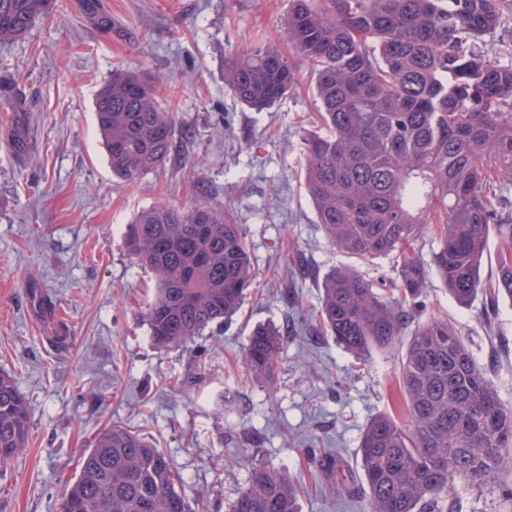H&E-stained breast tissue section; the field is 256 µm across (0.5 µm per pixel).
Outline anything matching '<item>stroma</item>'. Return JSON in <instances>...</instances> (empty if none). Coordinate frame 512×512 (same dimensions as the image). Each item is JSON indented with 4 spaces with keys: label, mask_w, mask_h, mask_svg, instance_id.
<instances>
[{
    "label": "stroma",
    "mask_w": 512,
    "mask_h": 512,
    "mask_svg": "<svg viewBox=\"0 0 512 512\" xmlns=\"http://www.w3.org/2000/svg\"><path fill=\"white\" fill-rule=\"evenodd\" d=\"M122 35L100 34L77 0L36 20L22 40L0 42V75L29 105L30 151L18 161L0 112V370L24 394L26 452L0 464V512H60L83 454L112 424L162 449L194 512H228L248 478V450L300 479L301 512H363L359 446L366 424L407 422L400 367L408 344L357 360L317 318L324 279L353 265L368 282L402 280L392 257L349 261L316 222L301 173L305 137L321 133L308 67L269 110L242 104L224 68L257 43L285 46L290 0H105ZM480 45L512 64V0ZM156 85L174 114L171 152L157 172L131 182L112 173L98 133L95 97L113 69ZM160 201L229 212L242 225L255 279L221 331L187 347H160L142 314L151 273L124 246L127 224ZM433 235L411 255L423 268L416 321L449 319L476 363L512 407V303L478 294L457 303L432 267ZM283 337L273 389L240 364L251 331ZM329 456L332 467L319 465ZM336 487L335 496L322 492ZM454 512H512L496 484L459 483Z\"/></svg>",
    "instance_id": "obj_1"
}]
</instances>
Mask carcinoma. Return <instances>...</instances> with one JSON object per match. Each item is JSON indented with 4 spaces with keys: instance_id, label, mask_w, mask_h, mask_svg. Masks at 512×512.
<instances>
[{
    "instance_id": "carcinoma-1",
    "label": "carcinoma",
    "mask_w": 512,
    "mask_h": 512,
    "mask_svg": "<svg viewBox=\"0 0 512 512\" xmlns=\"http://www.w3.org/2000/svg\"><path fill=\"white\" fill-rule=\"evenodd\" d=\"M85 17L112 36L102 0H79ZM58 0H0V41L25 37ZM498 0H292L288 52L256 45L224 69V85L256 111L270 108L310 65L325 132L306 139L304 186L328 239L350 258L402 254L432 229L435 268L459 303L482 288L491 229L498 272L512 268V224L497 223L496 187L512 183V65L477 41L498 26ZM14 155L28 153V104L0 79ZM95 112L117 177L155 172L173 140L172 113L156 87L124 70L96 95ZM128 254L156 288L143 313L158 346H187L224 325L252 276L245 233L222 210L158 203L127 225ZM397 298L351 266L329 274L319 319L354 356L387 350L409 335L401 384L404 426L373 418L361 436L369 512H447L460 481L482 485L512 473V408L477 365L448 319L408 329L425 288L409 259ZM278 331L254 329L240 363L271 388L282 361ZM31 418L15 378L0 371V463L27 449ZM248 479L230 512H299L291 477L244 455ZM168 457L121 425L103 430L83 456L60 512H191Z\"/></svg>"
}]
</instances>
